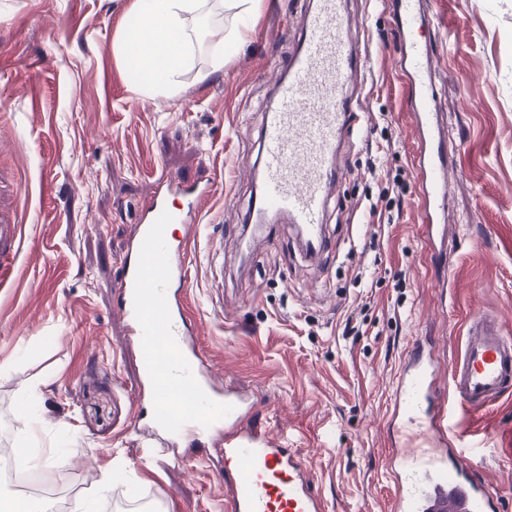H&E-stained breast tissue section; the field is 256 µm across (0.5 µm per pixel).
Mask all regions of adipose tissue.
Listing matches in <instances>:
<instances>
[{
	"label": "adipose tissue",
	"mask_w": 512,
	"mask_h": 512,
	"mask_svg": "<svg viewBox=\"0 0 512 512\" xmlns=\"http://www.w3.org/2000/svg\"><path fill=\"white\" fill-rule=\"evenodd\" d=\"M250 17L258 0H135L127 24L113 48L131 68L140 94L155 97L178 92L183 73L193 64L195 24L214 8Z\"/></svg>",
	"instance_id": "obj_1"
}]
</instances>
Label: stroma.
<instances>
[{
	"mask_svg": "<svg viewBox=\"0 0 512 512\" xmlns=\"http://www.w3.org/2000/svg\"><path fill=\"white\" fill-rule=\"evenodd\" d=\"M132 3L0 0V223L26 233L0 285V448L28 444V470L43 500L63 490L62 512H225L212 441L196 437L175 465L138 432V361L112 315L139 208L171 174L214 184L186 302L197 350L252 400L240 429L300 450L327 512H386L391 399L412 341L435 342L444 380L472 316L495 314L512 332V0L424 5L452 163L441 266L417 205L403 37L382 0H348L369 63L351 79L360 122L335 159L343 177L314 255L286 218L253 215L264 114L309 0H262L217 72L212 47L238 21L204 22L181 92L155 101L112 49ZM379 171L406 188L383 226L365 221ZM349 320L361 336H343ZM448 423L512 512V396L481 410L449 399Z\"/></svg>",
	"mask_w": 512,
	"mask_h": 512,
	"instance_id": "obj_1",
	"label": "stroma"
}]
</instances>
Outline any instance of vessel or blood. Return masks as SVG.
Returning a JSON list of instances; mask_svg holds the SVG:
<instances>
[{
  "mask_svg": "<svg viewBox=\"0 0 512 512\" xmlns=\"http://www.w3.org/2000/svg\"><path fill=\"white\" fill-rule=\"evenodd\" d=\"M346 5L347 0H315L302 45L277 81L264 120L257 210L286 217L303 232L305 244L317 248L325 244L327 194L340 176L334 158L343 131L355 120L345 88L367 66L365 51L351 35ZM393 11L405 37L404 65L414 92L421 222L438 258L448 216L449 161L429 50L418 34L421 0H395ZM211 192L208 183L195 188L160 179L126 242L115 283L120 301L114 313L142 364L135 393L151 405L148 434L169 447L191 436H211L224 459L220 479L227 512H326L310 464L296 449L236 431L249 399L219 387L213 366L204 364L188 340L183 298L173 290L188 279V244L175 241L170 227L181 225L193 235L200 220L197 203ZM173 196L182 197L184 207L170 206ZM23 238L22 225L0 224V283ZM451 394L474 410L512 394V335L498 323L481 315L469 321L444 383L430 341L413 340L393 391L390 425L402 445L388 451L391 512H503L502 499L463 455L448 425Z\"/></svg>",
  "mask_w": 512,
  "mask_h": 512,
  "instance_id": "obj_1",
  "label": "vessel or blood"
}]
</instances>
